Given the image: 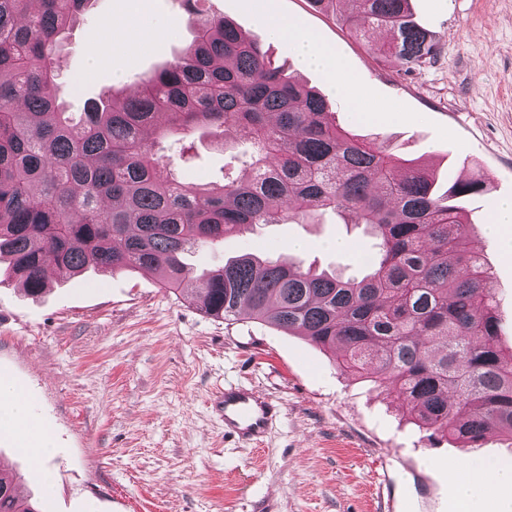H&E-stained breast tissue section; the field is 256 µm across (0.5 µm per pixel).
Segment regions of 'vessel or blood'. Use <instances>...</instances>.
I'll return each mask as SVG.
<instances>
[{
	"label": "vessel or blood",
	"instance_id": "b4317fda",
	"mask_svg": "<svg viewBox=\"0 0 512 512\" xmlns=\"http://www.w3.org/2000/svg\"><path fill=\"white\" fill-rule=\"evenodd\" d=\"M225 436L254 441L266 433L278 407L256 390L229 387L221 397Z\"/></svg>",
	"mask_w": 512,
	"mask_h": 512
}]
</instances>
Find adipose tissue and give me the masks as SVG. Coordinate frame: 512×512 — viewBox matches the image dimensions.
<instances>
[{
  "instance_id": "adipose-tissue-1",
  "label": "adipose tissue",
  "mask_w": 512,
  "mask_h": 512,
  "mask_svg": "<svg viewBox=\"0 0 512 512\" xmlns=\"http://www.w3.org/2000/svg\"><path fill=\"white\" fill-rule=\"evenodd\" d=\"M258 23L271 37L288 42L295 51L300 65L323 68L334 78L338 94L353 96L355 80L344 73L338 52L319 44L312 36L298 33L290 22L271 20L262 15L259 16ZM490 482L511 486L512 464L487 461L470 468L467 478L457 480L456 491L461 512H482L479 490Z\"/></svg>"
}]
</instances>
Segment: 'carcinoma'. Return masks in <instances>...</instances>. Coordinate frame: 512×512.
<instances>
[{"label": "carcinoma", "mask_w": 512, "mask_h": 512, "mask_svg": "<svg viewBox=\"0 0 512 512\" xmlns=\"http://www.w3.org/2000/svg\"><path fill=\"white\" fill-rule=\"evenodd\" d=\"M0 0V257L38 295L52 276L148 269L210 316H243L305 337L339 370L396 392L414 423L472 448L512 440V356L496 347L491 271L470 247L462 205L485 176L439 195L427 167L336 124L327 100L273 65L258 39L200 15L193 42L133 95L75 120L57 101L58 37L90 0ZM336 3L376 60L408 72L436 56L409 0ZM381 31L390 38L381 41ZM172 112L176 128L157 124ZM233 127L251 145L246 175L220 187L181 181L158 138ZM334 212L374 239L361 279L304 268L292 255L243 253L200 280L184 255L256 224ZM0 465V512H39Z\"/></svg>", "instance_id": "cac0c4a2"}]
</instances>
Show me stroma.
Instances as JSON below:
<instances>
[{"label":"stroma","mask_w":512,"mask_h":512,"mask_svg":"<svg viewBox=\"0 0 512 512\" xmlns=\"http://www.w3.org/2000/svg\"><path fill=\"white\" fill-rule=\"evenodd\" d=\"M206 14L257 34V14L290 21L337 50L357 84L335 94L322 69L298 67L287 43L262 39L275 65L328 99L337 124L426 165L440 187L473 172L486 191L465 206L472 241L493 271L497 344L512 351V260L485 224L512 200V0H411L437 45L404 72L378 65L335 13L311 0H200ZM116 34L96 41L107 25ZM194 38L181 0H93L60 41L58 99L72 117L109 90L134 94ZM159 149L186 181L220 185L242 174L249 144L234 128L196 131ZM346 242L343 250L334 249ZM371 237L324 213L315 224H260L186 259L196 279L244 252L294 254L304 264L363 277ZM27 397L28 417L50 437L49 482L0 430V464L41 512H381L378 476L390 469L411 512H459L450 469L512 463V440L460 448L410 423L396 394L336 370L329 353L264 324L227 323L163 288L144 270L54 278L39 297L0 282V379ZM245 386L277 401L265 439L224 435L219 393Z\"/></svg>","instance_id":"obj_1"}]
</instances>
